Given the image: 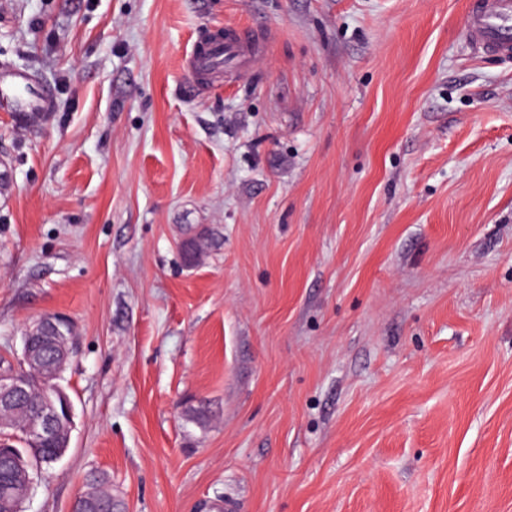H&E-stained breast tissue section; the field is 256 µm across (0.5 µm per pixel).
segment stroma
Segmentation results:
<instances>
[{
  "label": "stroma",
  "mask_w": 512,
  "mask_h": 512,
  "mask_svg": "<svg viewBox=\"0 0 512 512\" xmlns=\"http://www.w3.org/2000/svg\"><path fill=\"white\" fill-rule=\"evenodd\" d=\"M469 3L0 0L52 91L0 104V356L77 344L24 512L92 474L122 512H512V57ZM226 27L254 57L201 84ZM23 338L25 339L24 359L31 361V341L38 338L44 344L58 346L68 356L74 350V336L71 324L63 317H42L29 326Z\"/></svg>",
  "instance_id": "obj_1"
}]
</instances>
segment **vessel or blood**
Listing matches in <instances>:
<instances>
[{
	"instance_id": "obj_1",
	"label": "vessel or blood",
	"mask_w": 512,
	"mask_h": 512,
	"mask_svg": "<svg viewBox=\"0 0 512 512\" xmlns=\"http://www.w3.org/2000/svg\"><path fill=\"white\" fill-rule=\"evenodd\" d=\"M464 32L481 53L512 54V0H474L465 17ZM247 43L236 31L215 35L205 48L193 51L188 64L197 74L215 75L228 65H245ZM34 81L25 74L0 75V101L9 103L23 91L33 90Z\"/></svg>"
}]
</instances>
